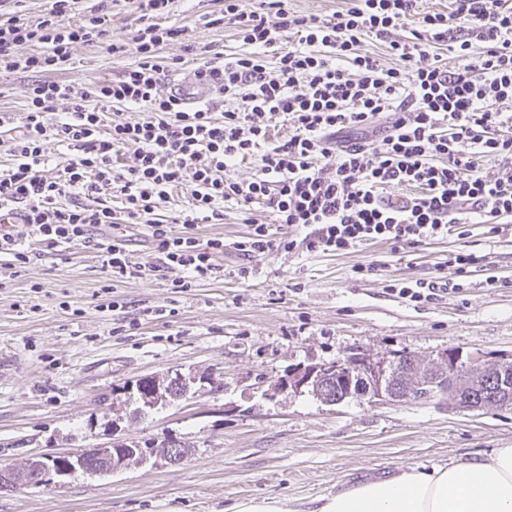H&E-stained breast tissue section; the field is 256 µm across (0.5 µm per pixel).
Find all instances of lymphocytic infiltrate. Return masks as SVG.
<instances>
[{
  "label": "lymphocytic infiltrate",
  "mask_w": 512,
  "mask_h": 512,
  "mask_svg": "<svg viewBox=\"0 0 512 512\" xmlns=\"http://www.w3.org/2000/svg\"><path fill=\"white\" fill-rule=\"evenodd\" d=\"M0 0V71L33 82L10 139L12 162L0 168V209L19 211L0 223V250L27 258L30 239L54 248L98 250L108 276H137L118 227L143 226L175 285L210 278L223 239L200 240L197 224H220L228 211L249 215L263 205L272 222L295 228L274 237L252 224L232 248L238 273L275 250L344 252L376 241L414 246L447 236L460 224L512 217V6L507 0H451L450 12L424 11L420 0H347L328 15L299 16L288 0H224L219 21L234 28L239 53L200 49L196 81L216 72L228 110L204 103L188 110L168 91L163 47L186 44V27L162 25L175 0H136V58L121 76L90 89L53 80L83 44L120 56L125 44L91 6L80 23L78 0H51L29 22ZM384 45L385 66L363 45ZM28 45V54L19 46ZM482 53L471 58L473 45ZM448 50L455 65L442 63ZM122 110L138 118H119ZM291 126L271 140L272 123ZM70 153L52 165L48 143ZM132 162L120 164L123 152ZM259 156L248 180L232 169ZM416 188L414 197L396 189ZM181 190L188 209L155 218L158 202ZM182 232H174V225ZM412 302L458 294L445 276L394 282Z\"/></svg>",
  "instance_id": "1"
}]
</instances>
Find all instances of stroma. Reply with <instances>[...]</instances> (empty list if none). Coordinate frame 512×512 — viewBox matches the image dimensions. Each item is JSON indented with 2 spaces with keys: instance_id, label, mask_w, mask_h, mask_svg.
<instances>
[{
  "instance_id": "stroma-1",
  "label": "stroma",
  "mask_w": 512,
  "mask_h": 512,
  "mask_svg": "<svg viewBox=\"0 0 512 512\" xmlns=\"http://www.w3.org/2000/svg\"><path fill=\"white\" fill-rule=\"evenodd\" d=\"M219 8L218 0H177L168 20L186 26L196 46L241 51L233 29L209 25ZM133 59L79 45L53 78L91 88ZM461 250L482 261L456 296L416 304L386 292L390 280L453 275L446 262ZM130 259L141 275L109 280L82 245L57 252L34 242L23 263L0 253V468L167 436L191 455L2 491L0 512H224L252 499L311 512L318 498L408 465L512 448V409L365 398L329 406L306 393H271L288 369L349 351L512 358V217L494 232L477 224L415 247L275 251L246 280L228 248L214 255L211 278L184 292L155 250L131 243ZM372 263L379 275L359 274ZM171 370L197 376L195 396L140 411L128 386Z\"/></svg>"
}]
</instances>
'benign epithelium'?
Segmentation results:
<instances>
[{
    "label": "benign epithelium",
    "mask_w": 512,
    "mask_h": 512,
    "mask_svg": "<svg viewBox=\"0 0 512 512\" xmlns=\"http://www.w3.org/2000/svg\"><path fill=\"white\" fill-rule=\"evenodd\" d=\"M402 363L400 355L377 356L366 352H351L332 362L297 367L279 378L273 394H302L309 392L326 405H337L348 398L368 397L372 401L393 402L399 400L390 388V371ZM415 380L419 387L430 389V394L448 397L450 411H483L486 403L479 400L462 405L451 394L465 387L474 386L472 367L462 355L453 349L442 352L438 360L414 356ZM177 379L182 389L181 398L188 397L199 382L194 376L178 371L162 378L149 377L150 388L142 384L129 387L137 400L152 410L169 401L168 383ZM188 454L186 448H171L169 442L152 441L145 448L135 442L114 449L113 443H101L79 452L56 456H35L20 469L0 470V491L55 487L73 474L83 471L92 475L108 474L124 470L133 464L143 463L153 457L167 463L182 460Z\"/></svg>",
    "instance_id": "1"
}]
</instances>
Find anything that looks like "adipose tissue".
Here are the masks:
<instances>
[{"instance_id":"obj_1","label":"adipose tissue","mask_w":512,"mask_h":512,"mask_svg":"<svg viewBox=\"0 0 512 512\" xmlns=\"http://www.w3.org/2000/svg\"><path fill=\"white\" fill-rule=\"evenodd\" d=\"M313 512H512V448L432 468L409 465L340 489Z\"/></svg>"}]
</instances>
